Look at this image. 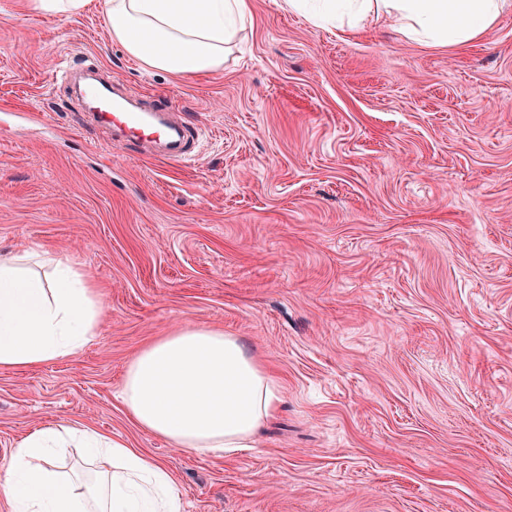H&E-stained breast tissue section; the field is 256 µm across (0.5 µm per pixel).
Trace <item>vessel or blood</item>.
Instances as JSON below:
<instances>
[{"mask_svg": "<svg viewBox=\"0 0 512 512\" xmlns=\"http://www.w3.org/2000/svg\"><path fill=\"white\" fill-rule=\"evenodd\" d=\"M88 103L90 118L111 132L141 145H162L166 158L188 159L192 153L194 133L179 122L172 105L140 107L107 81L87 84L81 91Z\"/></svg>", "mask_w": 512, "mask_h": 512, "instance_id": "1", "label": "vessel or blood"}]
</instances>
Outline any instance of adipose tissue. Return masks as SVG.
I'll list each match as a JSON object with an SVG mask.
<instances>
[{"label":"adipose tissue","mask_w":512,"mask_h":512,"mask_svg":"<svg viewBox=\"0 0 512 512\" xmlns=\"http://www.w3.org/2000/svg\"><path fill=\"white\" fill-rule=\"evenodd\" d=\"M508 0H286L316 24L362 28L386 16L426 44L467 46ZM113 39L145 68L197 77L224 67V53L251 20L249 0H105ZM31 269L0 257V368L27 369L69 356L95 335L103 312L88 275L51 252ZM123 403L145 430L196 451L248 448L273 415L278 387L240 337L189 324L130 360ZM85 448L96 478L61 474L53 449ZM0 496L11 512H181L170 471L119 437L59 421L19 440Z\"/></svg>","instance_id":"adipose-tissue-1"}]
</instances>
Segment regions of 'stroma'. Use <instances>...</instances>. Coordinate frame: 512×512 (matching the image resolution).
Here are the masks:
<instances>
[{"mask_svg":"<svg viewBox=\"0 0 512 512\" xmlns=\"http://www.w3.org/2000/svg\"><path fill=\"white\" fill-rule=\"evenodd\" d=\"M28 2L0 0V256L67 258L104 318L72 356L0 368V471L65 420L166 466L182 512H512V6L453 48L251 0L223 70L188 79L145 70L102 0ZM87 58L175 101L194 158L110 143L57 75ZM189 323L278 384L254 447L184 450L128 416L131 357ZM88 0H32L34 11L66 17L81 12L86 8Z\"/></svg>","mask_w":512,"mask_h":512,"instance_id":"35a3bbf8","label":"stroma"}]
</instances>
